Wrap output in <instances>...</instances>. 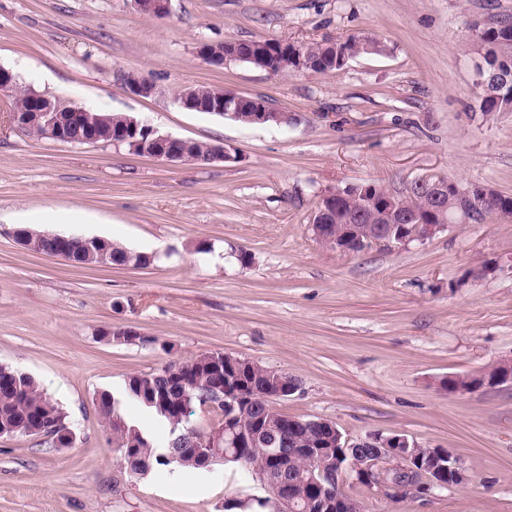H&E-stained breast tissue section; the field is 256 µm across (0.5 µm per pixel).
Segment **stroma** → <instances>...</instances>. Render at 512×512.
<instances>
[{
  "instance_id": "35a3bbf8",
  "label": "stroma",
  "mask_w": 512,
  "mask_h": 512,
  "mask_svg": "<svg viewBox=\"0 0 512 512\" xmlns=\"http://www.w3.org/2000/svg\"><path fill=\"white\" fill-rule=\"evenodd\" d=\"M512 0H0V67L19 86L237 159L170 165L115 143L30 137L0 95V212L86 223L33 232L100 237L151 256L85 265L25 249L0 222V366L31 375L75 435L53 448L0 436V512H224L265 496L239 468L131 475L98 412L100 393L170 360L224 352L300 382L278 409L357 440L402 433L443 448L471 480L386 502L345 478L364 512H512V386L448 394L442 377L512 355V221L451 226L406 246L346 253L320 244L324 190L375 180L399 191L445 175L512 194V112L479 116L475 21ZM367 37L380 54L329 76L203 62V41ZM149 78L154 96L127 92ZM260 96L288 122L243 125L188 112L189 86ZM251 253L241 265L240 251ZM500 271H470L489 261ZM136 331L116 343L107 330Z\"/></svg>"
}]
</instances>
